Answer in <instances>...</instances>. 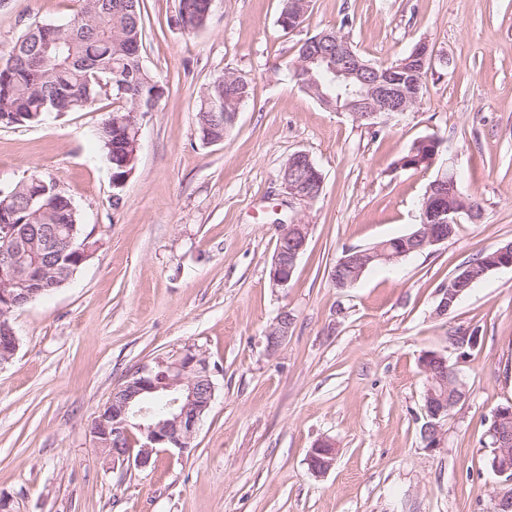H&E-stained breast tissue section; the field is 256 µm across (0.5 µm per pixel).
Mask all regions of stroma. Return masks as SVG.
I'll list each match as a JSON object with an SVG mask.
<instances>
[{
	"label": "stroma",
	"mask_w": 512,
	"mask_h": 512,
	"mask_svg": "<svg viewBox=\"0 0 512 512\" xmlns=\"http://www.w3.org/2000/svg\"><path fill=\"white\" fill-rule=\"evenodd\" d=\"M144 3L143 62L168 91L140 120L122 190L96 137L111 100L0 127V190L36 172L56 179L97 241L63 288L13 316L0 498L10 512H492L487 428L512 405V268L488 272L450 315L435 308L459 268L512 240V0H311L291 32L278 24L283 0H214L193 34L170 25L177 0ZM81 6L0 0V56L31 23ZM324 29L384 65L426 42L433 68L417 105L368 127L301 91L288 65ZM229 71L251 97L223 141L202 144L200 96ZM429 136L480 218L336 290L345 250L419 224L437 169L396 162ZM297 151L324 178L304 205L289 204L280 183ZM280 216L301 217L310 236L289 286L274 289ZM284 309L293 327L272 351L266 331ZM460 329L479 338L463 356L450 341ZM189 347L219 370L191 448L158 452L144 469L113 463L93 418L139 366ZM427 352L448 357L465 383L434 448L420 433ZM321 439L337 455L316 476L307 455Z\"/></svg>",
	"instance_id": "35a3bbf8"
}]
</instances>
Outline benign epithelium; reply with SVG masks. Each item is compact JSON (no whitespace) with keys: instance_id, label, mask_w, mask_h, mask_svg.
Returning <instances> with one entry per match:
<instances>
[{"instance_id":"obj_1","label":"benign epithelium","mask_w":512,"mask_h":512,"mask_svg":"<svg viewBox=\"0 0 512 512\" xmlns=\"http://www.w3.org/2000/svg\"><path fill=\"white\" fill-rule=\"evenodd\" d=\"M330 67L336 83L344 88L349 99L344 106H336L338 112H348L355 119L377 122L389 119L395 114L407 112L416 103L417 96L406 92L397 82L384 79L370 64L360 61L353 54L348 40H336V54L314 53L300 62L308 81L306 91L319 103L332 104L329 95L322 90L320 81L314 76V69ZM282 186L292 202L309 203L316 200L305 177L297 175V166L291 164L282 170ZM477 218L467 196L457 180V171L452 161L443 163L436 179L426 190L423 201V223L411 235L412 246L394 250L380 245L372 250L359 251L349 257L342 255L334 270L342 273L345 268L361 272L374 261L395 264L412 251H422L448 240V227L460 223L462 217ZM310 225L294 220L280 225L278 246L272 256L269 279L274 288H286L292 280L297 262L307 247ZM512 267V242L499 247L497 260L491 267H466L465 272L448 280L439 289L440 305L436 314L444 315L448 302L460 298L470 284L484 276L489 269ZM14 277V259L3 252L0 254V306L12 311L36 299L38 288L10 289ZM292 327L288 310H282L266 333L267 347L276 349L285 341ZM420 367L427 375L424 395V410L431 422L425 425L424 433L430 436L429 447L439 442L441 422L448 419V412L461 400L462 395H447V374L455 371L447 357L436 352L421 356ZM210 365L206 356L194 349L184 352L168 361L158 360L156 366L143 365L127 379V382L112 391L111 423L101 422L104 429H112L117 447L105 449L112 461H123L138 468L149 466L158 449H175L181 453L191 448L204 413L214 400L210 380ZM162 392L167 397L166 412L158 415L147 406L145 395ZM491 454L494 461L491 471L499 477V488L494 496L496 512H512V430L506 427L512 422V406L498 407L492 414ZM336 459V444L322 439L308 452V465L315 475L329 470Z\"/></svg>"}]
</instances>
